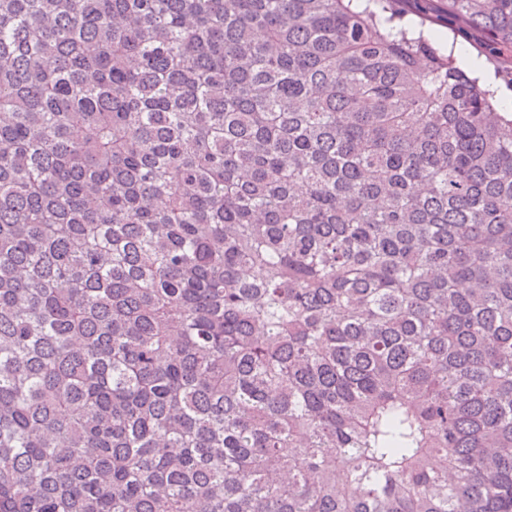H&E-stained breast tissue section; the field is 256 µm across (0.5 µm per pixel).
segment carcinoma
<instances>
[{"label": "carcinoma", "mask_w": 512, "mask_h": 512, "mask_svg": "<svg viewBox=\"0 0 512 512\" xmlns=\"http://www.w3.org/2000/svg\"><path fill=\"white\" fill-rule=\"evenodd\" d=\"M0 512H512L494 92L396 0H0Z\"/></svg>", "instance_id": "1"}]
</instances>
